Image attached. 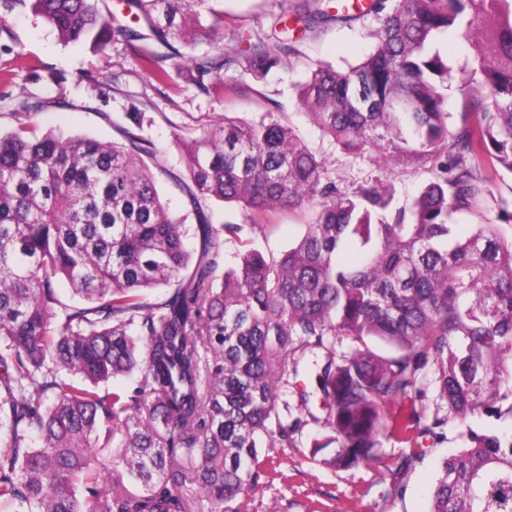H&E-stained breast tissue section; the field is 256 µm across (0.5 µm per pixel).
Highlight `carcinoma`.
<instances>
[{"mask_svg": "<svg viewBox=\"0 0 512 512\" xmlns=\"http://www.w3.org/2000/svg\"><path fill=\"white\" fill-rule=\"evenodd\" d=\"M5 2L97 53L161 45L141 48L159 82L174 43L224 41L209 0H121L132 26L103 18L99 0ZM370 14L371 50L341 69L317 64L297 104L343 150L429 174L400 208L379 177L340 186L273 112L226 116L190 139L195 211L213 198L242 216L193 229L162 200V151L132 131L122 142L22 121L0 131V512H194L196 491L223 512L253 489L267 449L292 444L303 419L288 420L290 387L325 430L312 456L334 447L321 459L333 468L377 461L388 433L415 445L448 424L418 414L430 363L459 426L512 416V203L493 192L498 170L512 172V0H314L276 18L274 48L242 36L184 78L203 89L233 68L260 81L285 64L294 32ZM453 30L471 40L459 112L434 48ZM489 202L494 217L458 234L453 215ZM297 209L312 213L302 233L263 250L270 219ZM59 281L81 305L61 300ZM158 288L169 292L154 299ZM134 372L136 394L98 390ZM467 436L429 512H512V431Z\"/></svg>", "mask_w": 512, "mask_h": 512, "instance_id": "carcinoma-1", "label": "carcinoma"}]
</instances>
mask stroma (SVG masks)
Here are the masks:
<instances>
[{
    "label": "stroma",
    "instance_id": "stroma-1",
    "mask_svg": "<svg viewBox=\"0 0 512 512\" xmlns=\"http://www.w3.org/2000/svg\"><path fill=\"white\" fill-rule=\"evenodd\" d=\"M306 0H215L224 12V45L236 48L240 35L265 41L282 10L296 11ZM373 18L330 22L307 32L286 67L273 69L262 81L241 82L234 70L202 90L185 81L186 55L209 52L206 40L182 48L165 63L167 82H157L140 57L117 43L105 53L89 46H67L56 32L30 9L0 6V129L16 124L25 112L38 131L54 129L116 140L126 126L130 106L144 112L143 135L166 148L164 174L158 175L162 197L188 223L206 219L220 224L230 213L217 202L203 214L190 207L180 184L186 181L185 143L192 131L231 115L249 120L263 112L280 113L336 175L341 186L374 177L365 157L348 154L323 138L301 114L295 87L319 63L337 67L358 62L371 49L367 30ZM444 438L423 439L422 453L395 436L382 441L379 463L333 469L311 458L320 431L304 423L290 448H274L275 470L261 474L256 487L231 502V512H428L432 490L444 458L465 447L456 422H449Z\"/></svg>",
    "mask_w": 512,
    "mask_h": 512
}]
</instances>
